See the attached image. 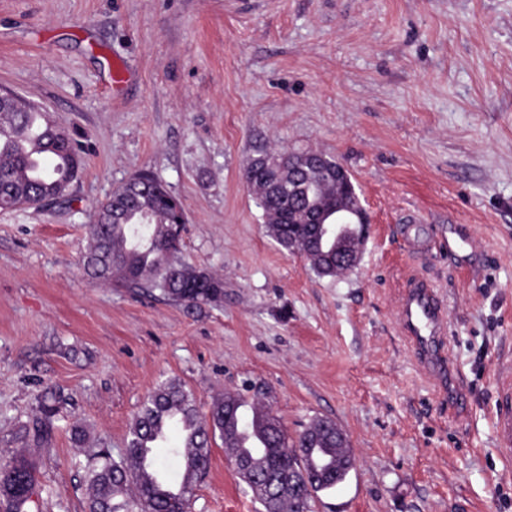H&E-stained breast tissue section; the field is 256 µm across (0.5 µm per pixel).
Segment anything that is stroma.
Masks as SVG:
<instances>
[{"instance_id":"35a3bbf8","label":"stroma","mask_w":512,"mask_h":512,"mask_svg":"<svg viewBox=\"0 0 512 512\" xmlns=\"http://www.w3.org/2000/svg\"><path fill=\"white\" fill-rule=\"evenodd\" d=\"M0 88L85 160L66 201L0 212V458L34 464L38 512H85L89 453L121 458L172 379L203 414L230 390L292 437L338 423L356 466L314 512H512L494 432L512 360V0H0ZM273 146L351 173L371 224L346 276L268 235L241 176ZM140 171L183 202L179 258L223 278L221 304L85 272L96 207ZM410 220L415 249L398 233ZM455 231L476 251L466 270L439 246ZM416 278L446 307L462 407L438 402L401 332ZM47 386L65 417L37 443L23 429ZM189 512H262L221 440Z\"/></svg>"}]
</instances>
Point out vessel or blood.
I'll return each mask as SVG.
<instances>
[{
  "mask_svg": "<svg viewBox=\"0 0 512 512\" xmlns=\"http://www.w3.org/2000/svg\"><path fill=\"white\" fill-rule=\"evenodd\" d=\"M401 326L415 349L420 363L429 368L448 366L445 350L446 321L443 306L430 284L417 281L405 292L399 312ZM497 448L512 459V373L498 388L495 418Z\"/></svg>",
  "mask_w": 512,
  "mask_h": 512,
  "instance_id": "b4317fda",
  "label": "vessel or blood"
}]
</instances>
